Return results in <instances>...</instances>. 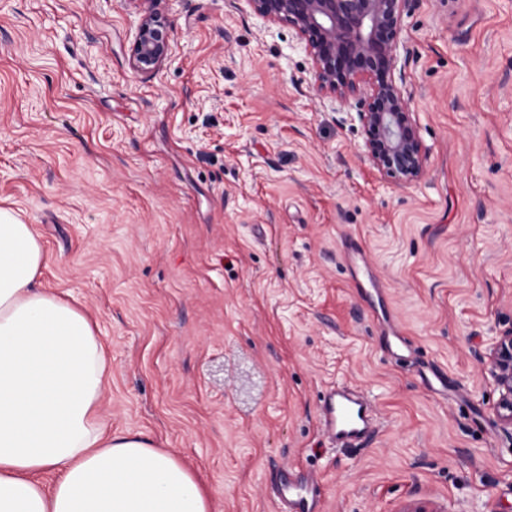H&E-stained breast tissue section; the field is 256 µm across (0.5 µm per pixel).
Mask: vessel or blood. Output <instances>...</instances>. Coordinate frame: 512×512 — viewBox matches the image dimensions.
Instances as JSON below:
<instances>
[{"label": "vessel or blood", "mask_w": 512, "mask_h": 512, "mask_svg": "<svg viewBox=\"0 0 512 512\" xmlns=\"http://www.w3.org/2000/svg\"><path fill=\"white\" fill-rule=\"evenodd\" d=\"M324 434L333 447H343L363 439L378 427L377 415L370 399L343 385L326 390L319 409ZM316 486L297 481L282 473L279 500L282 512H315Z\"/></svg>", "instance_id": "obj_1"}]
</instances>
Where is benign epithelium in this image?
Here are the masks:
<instances>
[{
	"label": "benign epithelium",
	"mask_w": 512,
	"mask_h": 512,
	"mask_svg": "<svg viewBox=\"0 0 512 512\" xmlns=\"http://www.w3.org/2000/svg\"><path fill=\"white\" fill-rule=\"evenodd\" d=\"M143 4L132 42L133 69L154 75L171 56L174 28L163 0ZM253 13L293 28L312 60L317 90L344 105L358 100L361 150L385 178L409 185L427 153L409 99L395 79L409 0H246ZM487 365L499 391L497 413L512 435V329L493 338Z\"/></svg>",
	"instance_id": "obj_1"
}]
</instances>
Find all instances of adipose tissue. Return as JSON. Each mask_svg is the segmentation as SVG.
I'll return each mask as SVG.
<instances>
[{"label": "adipose tissue", "instance_id": "adipose-tissue-1", "mask_svg": "<svg viewBox=\"0 0 512 512\" xmlns=\"http://www.w3.org/2000/svg\"><path fill=\"white\" fill-rule=\"evenodd\" d=\"M44 248L0 207V512H210L170 452L107 432L88 316L42 288Z\"/></svg>", "mask_w": 512, "mask_h": 512}]
</instances>
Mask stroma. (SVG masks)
Listing matches in <instances>:
<instances>
[{"mask_svg":"<svg viewBox=\"0 0 512 512\" xmlns=\"http://www.w3.org/2000/svg\"><path fill=\"white\" fill-rule=\"evenodd\" d=\"M172 56L130 61L137 0H0V206L111 364L99 412L175 454L211 512H512L484 357L512 328V0H410L403 87L427 149L402 187L320 97L295 31L246 0H166ZM384 300L362 297L343 237ZM387 306L406 343L384 347ZM380 425L330 447V385ZM315 489V481L298 482L288 470H282L279 488V500L283 506L281 512H315Z\"/></svg>","mask_w":512,"mask_h":512,"instance_id":"1","label":"stroma"}]
</instances>
